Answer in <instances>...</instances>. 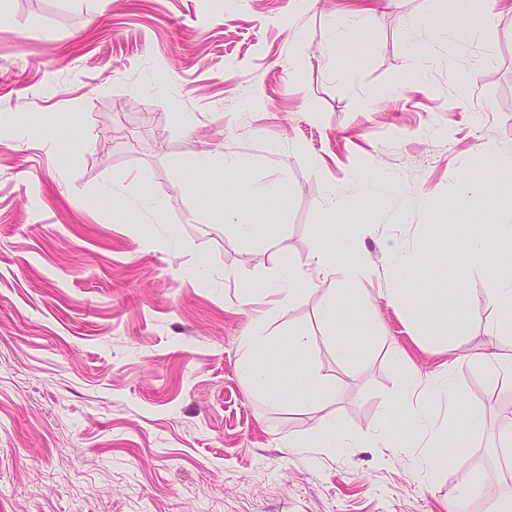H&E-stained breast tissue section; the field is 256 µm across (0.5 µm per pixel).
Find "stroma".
I'll return each instance as SVG.
<instances>
[{
	"label": "stroma",
	"instance_id": "1",
	"mask_svg": "<svg viewBox=\"0 0 512 512\" xmlns=\"http://www.w3.org/2000/svg\"><path fill=\"white\" fill-rule=\"evenodd\" d=\"M359 9L355 50L333 48ZM431 10L0 0V512H449L467 481L482 488L469 512H486L512 493L498 471L512 384L472 359L494 314L452 207L512 164V11L450 45ZM488 141L498 161L477 156ZM205 151L241 166L200 170ZM335 236L365 273L315 274ZM393 244L423 258L397 305ZM292 266L313 284L266 328L306 336L308 371L335 391L323 409L306 373L271 368L273 400L245 372L241 338ZM339 287L376 329L349 359L319 312ZM423 306L459 315L456 335L430 337L411 315ZM445 376L471 423L428 469L384 411L418 377L444 423L431 382ZM326 415L336 445L310 447Z\"/></svg>",
	"mask_w": 512,
	"mask_h": 512
}]
</instances>
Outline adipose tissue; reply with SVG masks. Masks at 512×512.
Returning <instances> with one entry per match:
<instances>
[{"mask_svg": "<svg viewBox=\"0 0 512 512\" xmlns=\"http://www.w3.org/2000/svg\"><path fill=\"white\" fill-rule=\"evenodd\" d=\"M440 31L439 36L448 42H465L477 37L490 18L476 8V0H445L441 10L434 16ZM512 189V166H502L497 170V188L486 191L479 188L468 190L467 197L470 221L476 231L469 241V249L486 257L482 274L486 292L494 311L500 317L488 325V343L479 355L480 364L500 379L512 382V350L500 349L497 340L512 335V209H503L501 221L493 226H485L483 216L494 207L498 192ZM321 313L325 321L339 327H353L355 335L363 340H371L374 333L360 318L353 299L335 294L322 297ZM242 345L249 354L247 370L255 389L269 390L267 379L271 365L295 372L306 367L307 339L294 334L273 338L267 336L265 325L253 321ZM400 425L412 437L428 436L430 442H438L446 448L461 445V430L467 414L456 392L448 394V421L441 426L429 424L425 417L416 412H400L396 415Z\"/></svg>", "mask_w": 512, "mask_h": 512, "instance_id": "obj_1", "label": "adipose tissue"}]
</instances>
